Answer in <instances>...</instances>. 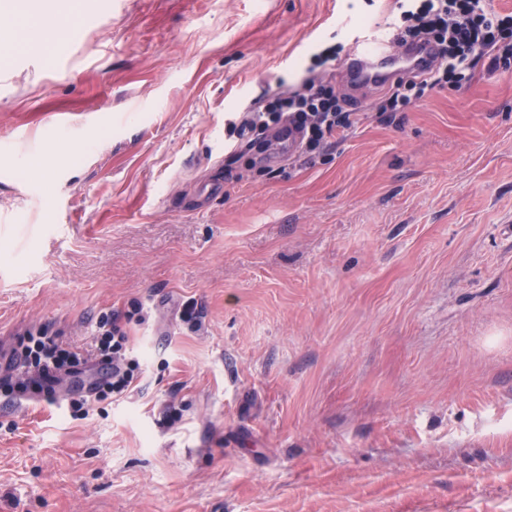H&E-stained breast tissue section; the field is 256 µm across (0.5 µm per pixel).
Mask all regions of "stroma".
<instances>
[{"label": "stroma", "instance_id": "1", "mask_svg": "<svg viewBox=\"0 0 512 512\" xmlns=\"http://www.w3.org/2000/svg\"><path fill=\"white\" fill-rule=\"evenodd\" d=\"M390 4L28 9L78 28L0 55V365L139 308L147 370L84 420L0 412V512H512V70L387 122L366 90L311 160L225 157L233 113Z\"/></svg>", "mask_w": 512, "mask_h": 512}]
</instances>
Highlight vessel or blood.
<instances>
[{
  "label": "vessel or blood",
  "instance_id": "vessel-or-blood-1",
  "mask_svg": "<svg viewBox=\"0 0 512 512\" xmlns=\"http://www.w3.org/2000/svg\"><path fill=\"white\" fill-rule=\"evenodd\" d=\"M432 60L427 52L410 46L396 47L384 41L355 44L345 59V74L352 86L388 85L398 74L425 69Z\"/></svg>",
  "mask_w": 512,
  "mask_h": 512
}]
</instances>
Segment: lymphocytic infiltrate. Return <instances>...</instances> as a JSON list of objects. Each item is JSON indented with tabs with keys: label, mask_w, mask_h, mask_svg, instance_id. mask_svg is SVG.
<instances>
[{
	"label": "lymphocytic infiltrate",
	"mask_w": 512,
	"mask_h": 512,
	"mask_svg": "<svg viewBox=\"0 0 512 512\" xmlns=\"http://www.w3.org/2000/svg\"><path fill=\"white\" fill-rule=\"evenodd\" d=\"M377 31L401 44H431L437 49L429 73L397 78L377 99L374 109L382 115L409 111L448 89L461 90L481 67L512 69V12L496 11L487 0H393ZM336 53V48L328 47L315 54L314 71L297 85L263 96L239 122L229 123L227 132L237 139L234 155L262 147L268 132L280 134L292 127L300 133L299 152L313 156L354 127L359 121L357 111L350 109L345 97L337 95L320 74ZM145 367L144 356L131 347L118 316L100 322L87 349L73 348L62 337L31 329L0 370V397L19 402L41 394L63 415L84 419L91 399L128 397L138 388ZM89 372L95 379L87 394L73 390L57 395L60 375Z\"/></svg>",
	"instance_id": "1"
}]
</instances>
